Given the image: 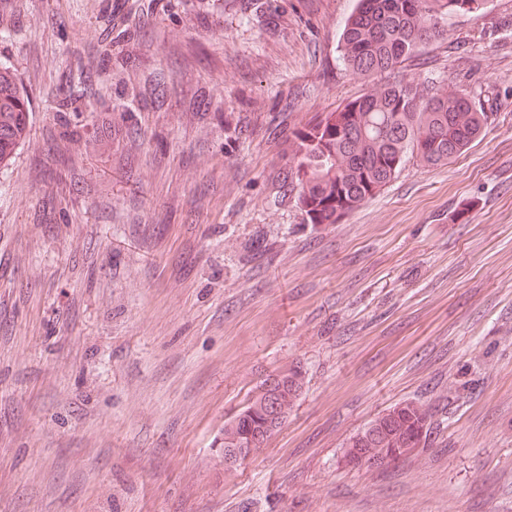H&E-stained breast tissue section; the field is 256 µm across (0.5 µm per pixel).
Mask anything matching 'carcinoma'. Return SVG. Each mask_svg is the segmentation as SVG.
<instances>
[{
    "label": "carcinoma",
    "instance_id": "1",
    "mask_svg": "<svg viewBox=\"0 0 512 512\" xmlns=\"http://www.w3.org/2000/svg\"><path fill=\"white\" fill-rule=\"evenodd\" d=\"M486 0H358L339 39L344 67L365 79L390 73L393 80L333 110L317 112L288 132L289 166L283 197L309 224H337L376 196L413 159L441 166L465 151L488 125L473 91L448 82L416 80L399 65L447 33L448 18L480 12ZM140 111L164 99L153 88L139 93ZM31 105L11 66L0 64V164L13 159L30 133ZM299 368L280 371L274 387L257 385L224 422V447L255 455L285 423L305 387ZM429 412L404 402L350 441L346 457L369 464L396 460L426 443Z\"/></svg>",
    "mask_w": 512,
    "mask_h": 512
}]
</instances>
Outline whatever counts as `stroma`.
<instances>
[{
    "label": "stroma",
    "mask_w": 512,
    "mask_h": 512,
    "mask_svg": "<svg viewBox=\"0 0 512 512\" xmlns=\"http://www.w3.org/2000/svg\"><path fill=\"white\" fill-rule=\"evenodd\" d=\"M355 7L0 0L32 106L0 167V512H512V0L402 65L480 91L482 136L308 224L283 143L367 91L339 59ZM157 78L168 106L139 111ZM293 364L287 421L225 472V420ZM411 400L424 445L345 464Z\"/></svg>",
    "instance_id": "stroma-1"
}]
</instances>
